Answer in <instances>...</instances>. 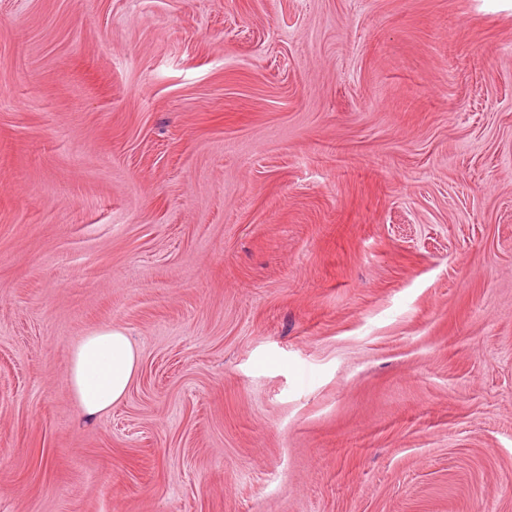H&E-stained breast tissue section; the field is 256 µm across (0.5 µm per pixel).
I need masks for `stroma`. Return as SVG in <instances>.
<instances>
[{
    "label": "stroma",
    "instance_id": "obj_1",
    "mask_svg": "<svg viewBox=\"0 0 512 512\" xmlns=\"http://www.w3.org/2000/svg\"><path fill=\"white\" fill-rule=\"evenodd\" d=\"M0 512H512V0H0ZM67 377L82 421L91 423L126 396L140 357L129 336L112 327L89 332L68 351Z\"/></svg>",
    "mask_w": 512,
    "mask_h": 512
}]
</instances>
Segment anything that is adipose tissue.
I'll return each mask as SVG.
<instances>
[{"instance_id": "adipose-tissue-1", "label": "adipose tissue", "mask_w": 512, "mask_h": 512, "mask_svg": "<svg viewBox=\"0 0 512 512\" xmlns=\"http://www.w3.org/2000/svg\"><path fill=\"white\" fill-rule=\"evenodd\" d=\"M67 377L82 421L90 423L126 396L140 357L129 336L109 327L89 332L68 351Z\"/></svg>"}]
</instances>
